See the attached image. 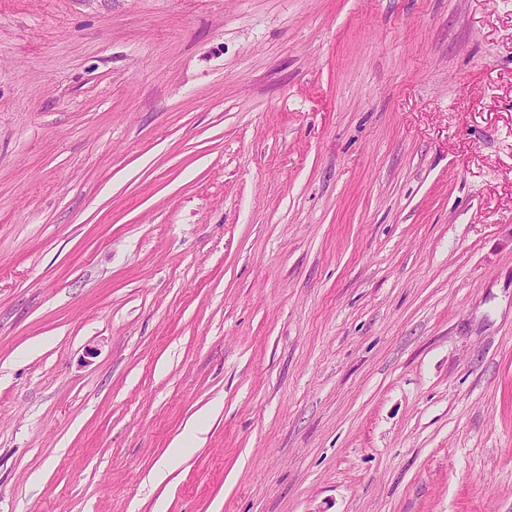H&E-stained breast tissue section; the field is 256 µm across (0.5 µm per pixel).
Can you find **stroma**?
<instances>
[{
    "label": "stroma",
    "instance_id": "1",
    "mask_svg": "<svg viewBox=\"0 0 512 512\" xmlns=\"http://www.w3.org/2000/svg\"><path fill=\"white\" fill-rule=\"evenodd\" d=\"M160 501L512 512V0H0V512ZM183 440H176L171 448H169L165 458L158 464L153 472V478L156 482L160 483L173 471L176 464L182 457V450L184 448Z\"/></svg>",
    "mask_w": 512,
    "mask_h": 512
}]
</instances>
